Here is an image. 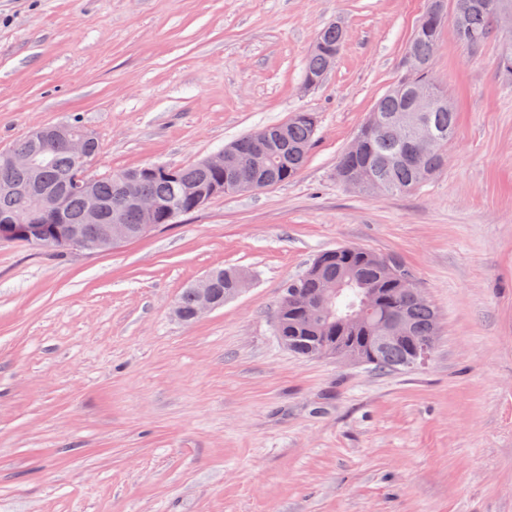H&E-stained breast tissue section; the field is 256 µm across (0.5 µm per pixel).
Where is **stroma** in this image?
<instances>
[{
  "label": "stroma",
  "mask_w": 512,
  "mask_h": 512,
  "mask_svg": "<svg viewBox=\"0 0 512 512\" xmlns=\"http://www.w3.org/2000/svg\"><path fill=\"white\" fill-rule=\"evenodd\" d=\"M429 0H0V149L79 118L91 171L194 164L318 116L286 183L219 194L107 252L0 242V512H512V30L431 69L458 112L446 168L402 195L339 155L405 73ZM346 31L311 89L305 59ZM398 256L436 308L422 368L301 358L274 318L321 252ZM248 288L186 323L214 267ZM344 43V29L338 23H330L320 30L303 69L305 87L316 86L325 79L334 67Z\"/></svg>",
  "instance_id": "stroma-1"
}]
</instances>
